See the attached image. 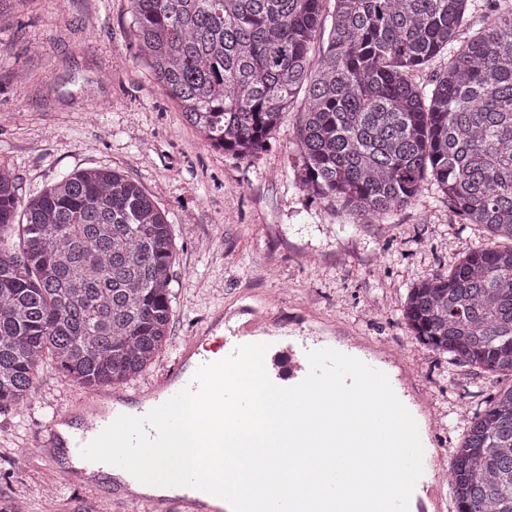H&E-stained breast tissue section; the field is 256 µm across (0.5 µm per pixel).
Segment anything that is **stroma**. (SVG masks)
<instances>
[{"label": "stroma", "instance_id": "35a3bbf8", "mask_svg": "<svg viewBox=\"0 0 512 512\" xmlns=\"http://www.w3.org/2000/svg\"><path fill=\"white\" fill-rule=\"evenodd\" d=\"M0 165L23 195L84 167L122 169L168 213L176 248L174 313L167 346L144 386L176 357V345L217 312L277 299L270 335L317 329L328 344L370 340L401 351L418 387L429 447L450 454L463 432L459 409L511 378L450 363L420 343L402 311L417 280L447 272L480 238L447 200H418L369 224L343 206L310 198L293 181L296 99L265 151L243 163L203 146L177 104L152 80L129 0H0ZM26 74L27 82L16 79ZM55 363L37 377L32 405L0 413V507L29 512H113L111 484L75 485L64 456L39 439L74 391Z\"/></svg>", "mask_w": 512, "mask_h": 512}]
</instances>
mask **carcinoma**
<instances>
[{"mask_svg": "<svg viewBox=\"0 0 512 512\" xmlns=\"http://www.w3.org/2000/svg\"><path fill=\"white\" fill-rule=\"evenodd\" d=\"M130 3L155 82L212 146L252 161L302 95L307 195L379 220L436 185L486 242L413 284L403 318L452 362L512 376V0ZM174 262L168 213L124 172L76 169L24 200L1 166L0 410L32 397L48 359L88 390L146 372L169 340ZM448 483L455 512H512V385L467 419Z\"/></svg>", "mask_w": 512, "mask_h": 512, "instance_id": "carcinoma-1", "label": "carcinoma"}]
</instances>
